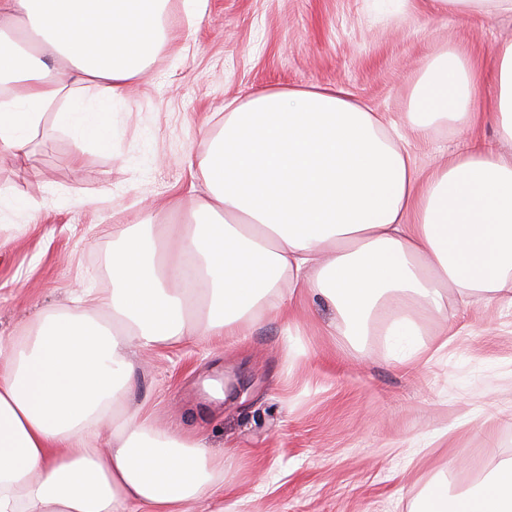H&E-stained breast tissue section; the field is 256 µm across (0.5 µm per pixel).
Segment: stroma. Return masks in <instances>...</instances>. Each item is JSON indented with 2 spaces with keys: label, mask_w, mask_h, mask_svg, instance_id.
Returning a JSON list of instances; mask_svg holds the SVG:
<instances>
[{
  "label": "stroma",
  "mask_w": 512,
  "mask_h": 512,
  "mask_svg": "<svg viewBox=\"0 0 512 512\" xmlns=\"http://www.w3.org/2000/svg\"><path fill=\"white\" fill-rule=\"evenodd\" d=\"M171 37L124 90L112 146L72 158L70 137L46 123L27 161L38 184L0 153V189L36 195L34 218L0 215V337L23 336L79 288L112 290V227L149 212L177 224L208 139L224 114L270 90L341 87L402 121L426 61L444 49L491 76L512 13L434 15L422 0H206L189 25L168 0ZM486 84L466 130L405 136L423 165L465 144L497 143ZM107 193L104 204L93 198ZM446 314L419 312L418 335L388 336L379 315L367 336L329 335L335 311L306 296L294 322L263 312L238 338L135 354L130 407L182 435L202 432L224 460V512H414L438 478L457 493L512 458V308L449 295ZM456 335L429 364L407 357L445 325ZM463 466H453L455 457Z\"/></svg>",
  "instance_id": "35a3bbf8"
}]
</instances>
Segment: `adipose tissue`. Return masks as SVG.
Masks as SVG:
<instances>
[{
	"label": "adipose tissue",
	"instance_id": "obj_1",
	"mask_svg": "<svg viewBox=\"0 0 512 512\" xmlns=\"http://www.w3.org/2000/svg\"><path fill=\"white\" fill-rule=\"evenodd\" d=\"M165 0H0V150L26 161L47 112L75 154L112 144V108L159 53ZM68 61V73L49 59ZM498 135L512 142V42L494 74ZM480 75L457 49L425 65L405 120L427 135L472 124ZM191 221L117 225L112 293L44 311L0 339V512H201L224 481L203 437L142 410L112 421L131 389L130 351L233 339L260 310L288 316L314 294L345 335L377 309L416 333L414 305L480 294L512 307V156L470 145L419 166L397 122L341 88L268 90L224 117L201 164ZM417 512H512V459L476 489L435 483Z\"/></svg>",
	"mask_w": 512,
	"mask_h": 512
}]
</instances>
